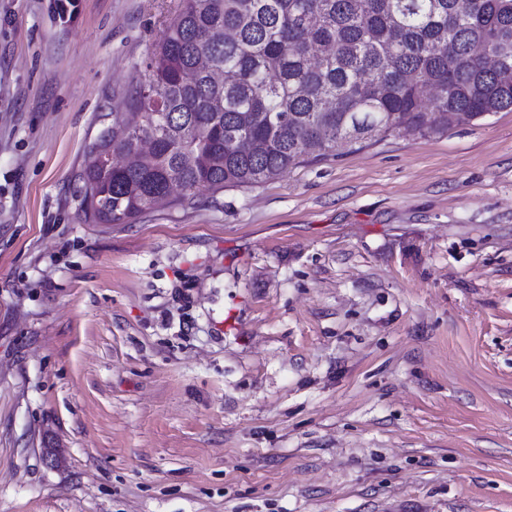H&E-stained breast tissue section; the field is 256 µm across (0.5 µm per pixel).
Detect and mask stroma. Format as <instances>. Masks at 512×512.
<instances>
[{
  "label": "stroma",
  "mask_w": 512,
  "mask_h": 512,
  "mask_svg": "<svg viewBox=\"0 0 512 512\" xmlns=\"http://www.w3.org/2000/svg\"><path fill=\"white\" fill-rule=\"evenodd\" d=\"M180 0H0V512H512V111L91 224Z\"/></svg>",
  "instance_id": "1"
}]
</instances>
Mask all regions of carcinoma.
I'll use <instances>...</instances> for the list:
<instances>
[{
	"label": "carcinoma",
	"instance_id": "carcinoma-1",
	"mask_svg": "<svg viewBox=\"0 0 512 512\" xmlns=\"http://www.w3.org/2000/svg\"><path fill=\"white\" fill-rule=\"evenodd\" d=\"M146 70L89 153L87 221L512 110V0H182ZM141 138L156 146L133 167L97 163Z\"/></svg>",
	"mask_w": 512,
	"mask_h": 512
}]
</instances>
